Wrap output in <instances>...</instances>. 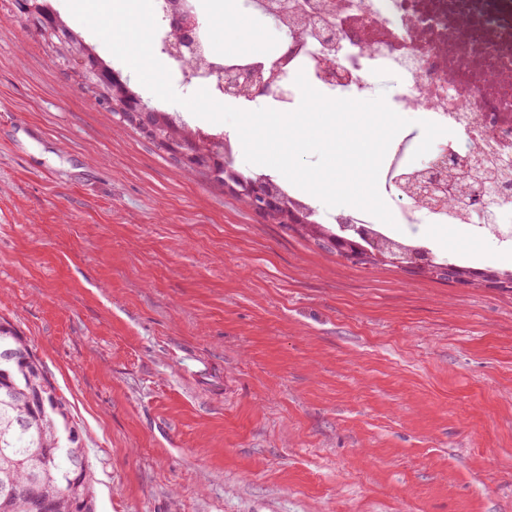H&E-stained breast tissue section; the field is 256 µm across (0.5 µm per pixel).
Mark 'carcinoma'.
<instances>
[{
    "instance_id": "obj_1",
    "label": "carcinoma",
    "mask_w": 512,
    "mask_h": 512,
    "mask_svg": "<svg viewBox=\"0 0 512 512\" xmlns=\"http://www.w3.org/2000/svg\"><path fill=\"white\" fill-rule=\"evenodd\" d=\"M44 42L50 44L62 64L73 68L82 89L99 102L110 97L119 111L118 105L125 98L142 99L136 86L128 77L121 78L122 84L114 85L116 73L112 64L99 58L98 69L92 70L89 64H81L77 57L97 53L96 47L88 43L83 35L67 28L68 38L62 40L49 31L54 19L42 20L37 15L29 16ZM155 129L148 138L158 147L177 158L184 150L195 153L192 161L183 165L202 175H212L209 164L215 156L224 166L222 183L232 189L238 187L239 180L260 184L265 192H275L283 200L286 217L268 216L277 224L308 225L314 219L310 207L288 196L279 181L263 174L244 173L227 160L224 155V137L216 136L211 142H201L191 147L192 131L177 118L176 113L154 112ZM362 234L345 231L336 225V231L323 240L325 245L335 244L336 252L347 256L355 252L353 262L362 265H375L384 258L389 263L401 267L415 265L416 258L428 250L418 244L396 240L377 232L373 225H361ZM431 272L448 280H461L466 270L455 263L431 257ZM13 350L18 359L6 367H0V484L7 483L15 490V495L7 506L8 512H27L23 490L33 487L54 504L53 512H95L94 488L91 467L80 442L63 445L61 429L72 427L80 430L74 421L71 405L60 399L61 407L52 413L41 410L32 396L42 390V383L49 379L41 359L33 351L26 336L7 320L0 321V352ZM83 460V479L80 486V503L73 507L70 489V463L73 456Z\"/></svg>"
}]
</instances>
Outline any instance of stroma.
<instances>
[{
    "instance_id": "1",
    "label": "stroma",
    "mask_w": 512,
    "mask_h": 512,
    "mask_svg": "<svg viewBox=\"0 0 512 512\" xmlns=\"http://www.w3.org/2000/svg\"><path fill=\"white\" fill-rule=\"evenodd\" d=\"M222 47L278 43L267 20ZM439 257L499 270L461 226ZM0 318L71 404L96 512H512V292L355 265L86 95L0 0Z\"/></svg>"
}]
</instances>
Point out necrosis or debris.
<instances>
[{
	"instance_id": "1",
	"label": "necrosis or debris",
	"mask_w": 512,
	"mask_h": 512,
	"mask_svg": "<svg viewBox=\"0 0 512 512\" xmlns=\"http://www.w3.org/2000/svg\"><path fill=\"white\" fill-rule=\"evenodd\" d=\"M306 25L302 49L289 77L305 74L333 98L371 99L376 76L403 78L389 99L397 112H423L448 129L437 152L465 157L478 151L495 164L490 181L493 225L479 224L470 207L443 211L396 193L398 173L413 166L415 134H408L386 161L384 188L396 195L399 224H467L473 238L496 239L512 250V0H295ZM336 35L337 85L320 83L321 40Z\"/></svg>"
}]
</instances>
